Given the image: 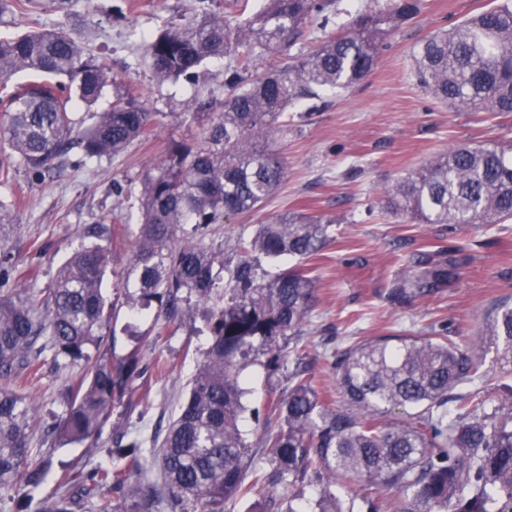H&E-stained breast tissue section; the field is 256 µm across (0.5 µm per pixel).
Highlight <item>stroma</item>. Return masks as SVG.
Masks as SVG:
<instances>
[{"label": "stroma", "mask_w": 512, "mask_h": 512, "mask_svg": "<svg viewBox=\"0 0 512 512\" xmlns=\"http://www.w3.org/2000/svg\"><path fill=\"white\" fill-rule=\"evenodd\" d=\"M262 0H32L29 7L0 12V37L29 30L69 33L82 48L103 57L110 80L99 101L77 108L83 125H92L116 95H129L157 120L148 139L123 153L86 159L72 149L57 171L37 175L17 166L0 178V208L13 232L10 247L24 264L39 267L36 290L52 288L56 271L81 242L83 231L103 217L125 213L123 236L112 246L113 262L104 286L108 304L105 328L114 358L139 351L143 374L132 383L133 395L117 403L104 427L98 449L53 448V475L42 486L50 493L55 477L74 458L87 467L103 461L101 451L121 430L137 435L145 450L165 429L188 393V382L208 348V313L194 306L173 335L157 339L155 309L133 316L117 285L130 241L137 231V211L125 194L146 167L175 142L201 143L217 113L224 109V72L231 56L205 61L188 79L158 80L146 48L164 24H183L204 16L238 23ZM377 0H335L326 29L310 27L288 52L263 56L265 67L282 66L289 56L310 52L326 33L345 30L356 14L375 8ZM491 5V0H422L420 14L385 42L366 81L347 90H324L300 101L280 148L286 176L265 206L245 217L213 225L210 242L223 248L224 263L239 258V237L283 210L336 219L335 239L313 262L319 277L317 303L303 326L300 344L314 385L335 392L336 380L324 353L325 343L345 348L375 336H427L447 330L454 340L478 331L486 312L512 297V221L459 228L421 224L390 213L383 190L433 157L458 144L512 145V113L457 111L434 100L414 73L420 44ZM455 271L448 286L430 293L394 298L403 268L419 254ZM30 389L36 402L34 446L66 406L62 393L82 372L81 365L55 364L51 352ZM296 364L270 371L256 364L245 371L246 403L263 408L288 391Z\"/></svg>", "instance_id": "1"}]
</instances>
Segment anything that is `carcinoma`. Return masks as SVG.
<instances>
[{
  "mask_svg": "<svg viewBox=\"0 0 512 512\" xmlns=\"http://www.w3.org/2000/svg\"><path fill=\"white\" fill-rule=\"evenodd\" d=\"M333 0H265L242 26L215 17L163 25L147 44L160 80L189 77L205 60L236 55L227 69L224 112L204 143L172 144L134 187L140 224L129 246L121 288L127 299L158 305L173 324L189 316L182 293L210 305L212 343L189 382V395L166 426L158 451L162 483L154 481L142 441L124 434L106 450L111 462L85 473L82 459L56 480L33 512H224L252 501L251 512H512V385L490 399L466 391L478 366L471 352H495L499 378L512 374V302L495 304L468 347L442 333L380 336L331 352L345 407L334 408L314 387L297 354L288 393L266 408L257 466L241 428L247 407L242 371L265 359L278 370L285 345L300 335L315 302L317 279L308 262L335 221L284 212L238 241L241 258L228 279L214 272L223 252L206 240L211 224L261 209L283 181L286 162L258 138L288 135V112L319 89L347 91L374 69L387 37L420 13V0H385L358 14L346 31L328 36L308 55L260 69L255 51L291 46L302 28L326 22ZM48 77L9 88L18 71ZM420 86L450 108L512 112V0L430 35L416 59ZM106 63L66 33L33 31L0 38V176L15 163L51 172L77 145L86 157L125 151L144 138L156 114L119 96L90 127L78 129L69 106L92 104L108 80ZM386 207L423 224L469 227L512 218V148L457 146L386 192ZM194 225V233L185 225ZM117 230L88 228L90 241L58 270L47 296L35 294L32 268L0 260V493L33 499L51 470L32 447L34 408L23 392L45 350L84 365L69 385L66 413L53 428L63 445L98 447L112 406L140 375L133 352L116 360L102 350L103 279L112 262L107 242ZM294 258L271 278L257 257ZM421 255L394 295L434 290L453 275ZM400 408L403 420L389 421Z\"/></svg>",
  "mask_w": 512,
  "mask_h": 512,
  "instance_id": "obj_1",
  "label": "carcinoma"
}]
</instances>
